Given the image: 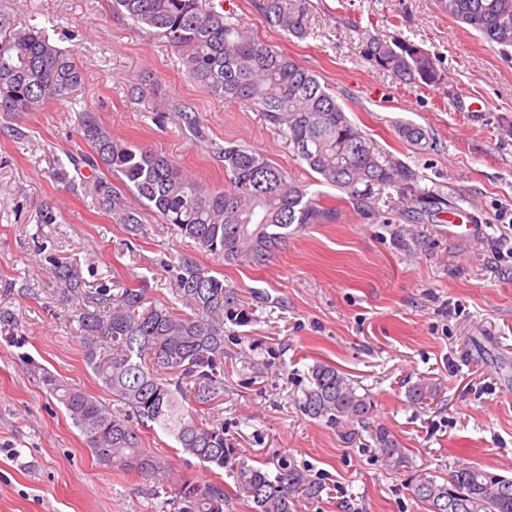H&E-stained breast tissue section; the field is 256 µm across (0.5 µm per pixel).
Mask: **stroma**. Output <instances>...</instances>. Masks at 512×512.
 Here are the masks:
<instances>
[{"label":"stroma","instance_id":"1","mask_svg":"<svg viewBox=\"0 0 512 512\" xmlns=\"http://www.w3.org/2000/svg\"><path fill=\"white\" fill-rule=\"evenodd\" d=\"M221 2L335 91L371 146L439 189L446 212L415 222L392 188H375L362 209L324 185L338 221L293 236L260 267H219L151 217L143 237L129 239L98 205L96 171L70 166L89 151L79 112L94 111L114 136L161 147L207 186L224 182L212 144L230 141L299 184L313 174L260 112L190 82L165 39L113 13L112 0H0V12L46 28L82 71L69 98L0 118V311L9 317L0 324V512H175L182 479L233 483L175 452L163 433L142 435L144 448L170 461L158 477L114 471L91 453L43 383L48 372L112 402L85 362L70 307L53 293L56 261L79 265L89 290L149 280L147 298L160 304L176 300L181 258L222 270L250 321L224 345V396L210 415L237 456H287L320 478L328 496L298 512H428L414 477L447 479L463 463L512 477V47L448 18L437 0H306L301 39L270 26L252 0ZM376 37L432 54L441 81L402 84L378 70L366 54ZM173 99L198 112L202 137L172 112L155 124ZM403 122L428 131L430 148L400 140ZM45 204L55 223H41ZM317 361L373 396L374 422L406 449L403 467L387 468L364 429L301 410ZM424 378L439 384L436 398L410 403L409 387Z\"/></svg>","mask_w":512,"mask_h":512}]
</instances>
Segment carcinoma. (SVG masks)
Listing matches in <instances>:
<instances>
[{
    "instance_id": "obj_1",
    "label": "carcinoma",
    "mask_w": 512,
    "mask_h": 512,
    "mask_svg": "<svg viewBox=\"0 0 512 512\" xmlns=\"http://www.w3.org/2000/svg\"><path fill=\"white\" fill-rule=\"evenodd\" d=\"M269 23L288 34L305 35L304 0H252ZM448 17L482 32L489 41L512 47V0H438ZM112 6L134 24L154 30L179 55L189 81L227 101H244L293 144L296 155L316 174V182L336 188L359 208L375 187H392L409 203L419 222L440 213L443 197L420 185L419 174L399 159L380 161L366 135L350 120L330 88L291 56L259 39L250 28L224 14L212 0H113ZM375 66L404 84L432 85L441 80L434 58L405 40L374 38L366 48ZM82 81L77 62L45 28L17 27L0 13V114L11 119L37 112L69 97ZM176 112L185 130L201 135L196 112L175 101L161 107ZM78 133L91 153L84 162L104 167L95 195L132 237L143 234V211L192 240L217 261L259 267L288 238L310 224H333L338 209L319 192L288 179L268 158L236 143L217 148L224 162V185L206 186L163 150L132 144L112 135L96 116L79 114ZM400 139L423 150L426 130L405 122ZM130 191L138 205L122 202ZM59 301L73 308L80 335L87 340L85 360L124 413L51 374L48 392L61 403L97 460L118 472L151 475L167 471L165 459L142 446L138 428L160 430L176 451L206 470L238 471L233 493L249 512H294L296 502L319 501L321 482L286 457L274 468L236 461L224 424L201 417V410L224 395L225 325L249 322L224 279L196 262L178 265L175 294L188 308L146 305L144 288H101L87 295L79 270L52 263ZM309 387L300 405L314 419L358 422L366 427L375 452L387 467L405 462V448L385 426L369 422L372 396L335 365L317 361L309 368ZM437 384L423 379L408 390L410 401L425 404ZM136 424H131V420ZM414 495L430 512H512V477L475 465H461L451 480L415 477ZM230 493L222 483L184 479L176 489L180 512H224Z\"/></svg>"
}]
</instances>
